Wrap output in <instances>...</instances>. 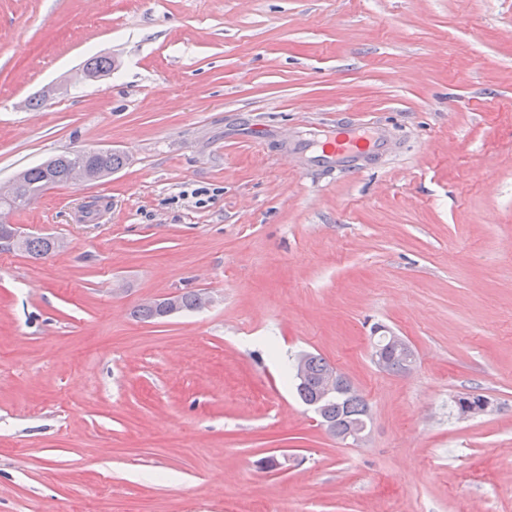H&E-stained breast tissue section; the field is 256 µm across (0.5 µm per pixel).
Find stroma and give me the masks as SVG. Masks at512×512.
<instances>
[{
    "mask_svg": "<svg viewBox=\"0 0 512 512\" xmlns=\"http://www.w3.org/2000/svg\"><path fill=\"white\" fill-rule=\"evenodd\" d=\"M340 127L391 149L321 163ZM106 147L10 218L62 250L0 251V512H512V0H0V183ZM187 288L211 305L132 317ZM302 351L362 445L299 400ZM386 344H388L386 346ZM411 348L409 343L401 336H387L385 343L375 345L374 357L376 364L381 368H386L390 362L391 355L404 353ZM306 357L307 374L305 359L297 360L295 364V373L301 381L292 378L295 391L300 400L308 404L316 399H320L324 392L325 395L331 394L320 404L321 417L327 424L328 432L340 439L350 425L360 419H366L370 416L369 406L366 400L354 389L350 381L345 382L344 374L335 371L323 357L313 353H303ZM334 370V371H332ZM332 371V372H330ZM326 375L323 386L322 381ZM342 384V385H341ZM339 386L337 389L336 387ZM336 389V390H335ZM369 435L368 422L351 427L343 436L342 441L352 444H359Z\"/></svg>",
    "mask_w": 512,
    "mask_h": 512,
    "instance_id": "stroma-1",
    "label": "stroma"
}]
</instances>
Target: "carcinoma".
Returning <instances> with one entry per match:
<instances>
[{"label": "carcinoma", "instance_id": "carcinoma-1", "mask_svg": "<svg viewBox=\"0 0 512 512\" xmlns=\"http://www.w3.org/2000/svg\"><path fill=\"white\" fill-rule=\"evenodd\" d=\"M126 162L124 153L115 149H80L60 154L23 171L15 192L0 195V246L10 247L6 242L10 232L8 217L34 204L51 187L67 184L68 175L75 167L85 166L95 174L109 176L123 168ZM58 250L57 240L45 236L29 237L21 247L22 252L34 259L46 258ZM208 301L204 293L186 290L170 299L144 302L136 307L134 315L145 321L165 319L175 314L199 310ZM305 357L307 374L303 380L293 382L295 391L305 404L322 399L321 417L332 436L340 437L353 422L370 416L366 400L349 382L339 386L328 398H322L324 375L334 370V367L318 354L307 353Z\"/></svg>", "mask_w": 512, "mask_h": 512}]
</instances>
